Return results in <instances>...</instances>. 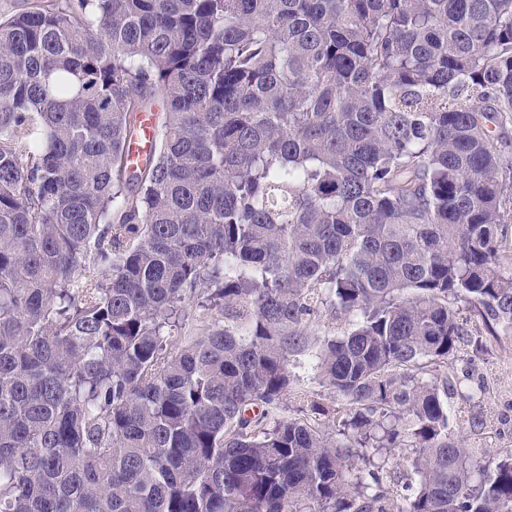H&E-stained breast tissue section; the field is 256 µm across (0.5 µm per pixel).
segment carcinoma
Instances as JSON below:
<instances>
[{"mask_svg":"<svg viewBox=\"0 0 512 512\" xmlns=\"http://www.w3.org/2000/svg\"><path fill=\"white\" fill-rule=\"evenodd\" d=\"M511 127L512 0L1 18L0 512H512ZM485 360L476 361L475 378L483 377L487 394L482 403L485 429L476 435L470 432L469 419L477 411L458 397L448 398L451 422L455 432L463 436L468 448H480L479 455L497 459L505 448H512V346L496 349Z\"/></svg>","mask_w":512,"mask_h":512,"instance_id":"cac0c4a2","label":"carcinoma"}]
</instances>
